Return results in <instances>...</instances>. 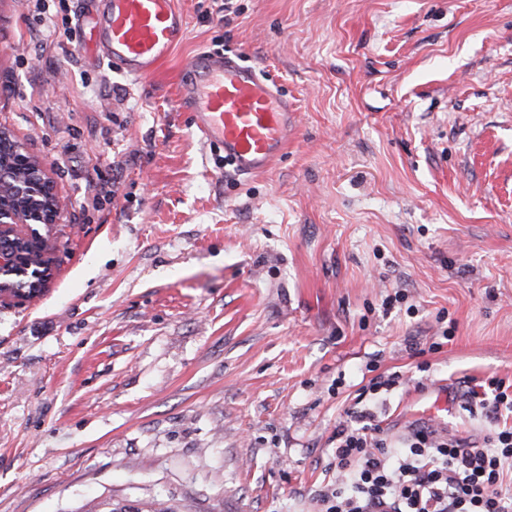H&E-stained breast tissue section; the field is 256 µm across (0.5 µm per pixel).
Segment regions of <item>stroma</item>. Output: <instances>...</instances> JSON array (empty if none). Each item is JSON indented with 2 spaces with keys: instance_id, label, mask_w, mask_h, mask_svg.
Segmentation results:
<instances>
[{
  "instance_id": "1",
  "label": "stroma",
  "mask_w": 512,
  "mask_h": 512,
  "mask_svg": "<svg viewBox=\"0 0 512 512\" xmlns=\"http://www.w3.org/2000/svg\"><path fill=\"white\" fill-rule=\"evenodd\" d=\"M233 4L175 0L187 38L135 81L87 26L45 49L0 0V127L61 202L45 291L0 302V512H316L376 371L408 380L373 407L391 441L495 428L459 393L512 385V0ZM204 49L293 103L271 168L236 172L179 110ZM422 390L445 409L412 413ZM145 507L149 509L145 510ZM173 504H169L168 501H154L150 504L146 503H127L125 500L115 499L112 494L100 498L93 508L83 510L77 509L68 512H180ZM190 512V511H182Z\"/></svg>"
}]
</instances>
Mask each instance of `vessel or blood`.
Segmentation results:
<instances>
[{"label":"vessel or blood","instance_id":"obj_1","mask_svg":"<svg viewBox=\"0 0 512 512\" xmlns=\"http://www.w3.org/2000/svg\"><path fill=\"white\" fill-rule=\"evenodd\" d=\"M91 23L95 61L118 65L134 80L149 77L188 32L175 0H79ZM177 98L202 136L224 149L239 172L268 168L295 129L294 108L279 87L236 53L209 50L190 58Z\"/></svg>","mask_w":512,"mask_h":512}]
</instances>
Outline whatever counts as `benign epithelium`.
Here are the masks:
<instances>
[{"label":"benign epithelium","instance_id":"obj_1","mask_svg":"<svg viewBox=\"0 0 512 512\" xmlns=\"http://www.w3.org/2000/svg\"><path fill=\"white\" fill-rule=\"evenodd\" d=\"M0 184L13 187L15 196L0 190V299L31 301L49 279L51 263L35 265L27 259L26 243L42 237L37 224H54L60 200L45 165L30 155L9 131L0 128Z\"/></svg>","mask_w":512,"mask_h":512}]
</instances>
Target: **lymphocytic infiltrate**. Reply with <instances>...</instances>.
<instances>
[{
    "label": "lymphocytic infiltrate",
    "instance_id": "obj_1",
    "mask_svg": "<svg viewBox=\"0 0 512 512\" xmlns=\"http://www.w3.org/2000/svg\"><path fill=\"white\" fill-rule=\"evenodd\" d=\"M401 374L377 375L362 386L357 407L336 428V480L317 499L320 512H512V392L492 379L486 391L468 388L460 408L495 422L483 443L440 437L425 426L412 428L401 446L388 443L367 398L391 391Z\"/></svg>",
    "mask_w": 512,
    "mask_h": 512
}]
</instances>
